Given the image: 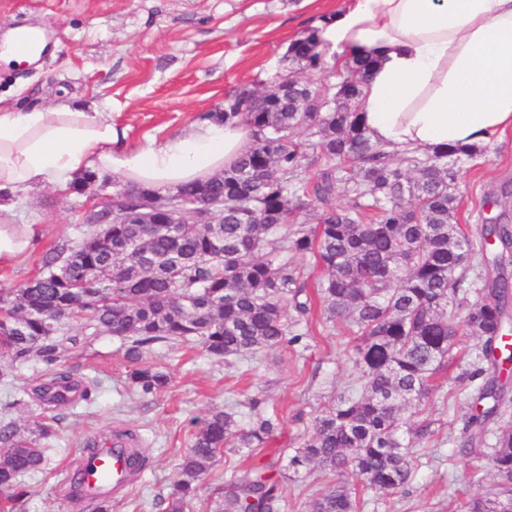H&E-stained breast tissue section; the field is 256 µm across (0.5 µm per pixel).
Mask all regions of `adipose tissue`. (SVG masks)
<instances>
[{
  "label": "adipose tissue",
  "mask_w": 512,
  "mask_h": 512,
  "mask_svg": "<svg viewBox=\"0 0 512 512\" xmlns=\"http://www.w3.org/2000/svg\"><path fill=\"white\" fill-rule=\"evenodd\" d=\"M317 38L339 69L376 57L359 110L386 149L477 148L512 129V0H343ZM118 138L103 109L0 102L1 267L34 245L35 225L6 213L35 189L64 194L97 172L166 194L233 166L252 142L245 124L218 119L139 147Z\"/></svg>",
  "instance_id": "ef3b65f1"
}]
</instances>
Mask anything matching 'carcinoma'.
<instances>
[{
  "instance_id": "cac0c4a2",
  "label": "carcinoma",
  "mask_w": 512,
  "mask_h": 512,
  "mask_svg": "<svg viewBox=\"0 0 512 512\" xmlns=\"http://www.w3.org/2000/svg\"><path fill=\"white\" fill-rule=\"evenodd\" d=\"M285 58L318 81L283 78L243 87L221 112L203 119L241 120L252 145L232 167L168 195L115 184L112 223L58 245L42 270L17 288L0 289V357L14 363L61 362L79 324L90 339L112 334L139 364L129 380L143 395L169 385L168 372L147 361L159 348L197 342L229 361L295 344L307 335L309 289L332 332L352 347L362 389L347 388L311 421L287 454L284 470L318 467L337 476L312 512H358L355 483L389 495L413 474V441L433 435L423 418L461 332L478 339L458 375L474 384L467 429L482 434L512 406V316L507 268L512 224L496 220L473 235L457 222L461 169L485 148H448L400 156L371 141L358 110L374 59L354 56L337 76L325 74L316 31L292 41ZM323 92L329 106L310 105ZM349 203H338L340 194ZM318 224L294 223L305 201ZM311 254L321 275L305 276L288 255ZM74 385L55 372L41 386L56 407ZM244 423L214 409L178 464L163 512H190L202 482L226 448H263L277 419L259 410ZM56 417L21 434L0 422V491L10 512L24 503L22 478L42 469V441ZM491 495H469L458 512H496L512 503V428L494 434ZM212 512H282L279 480L252 465L215 488Z\"/></svg>"
}]
</instances>
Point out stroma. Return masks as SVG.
<instances>
[{"label":"stroma","mask_w":512,"mask_h":512,"mask_svg":"<svg viewBox=\"0 0 512 512\" xmlns=\"http://www.w3.org/2000/svg\"><path fill=\"white\" fill-rule=\"evenodd\" d=\"M341 0H0V41L19 27H37L53 36L39 60L0 64V98L22 106L97 103L108 106L129 146L178 134L205 112L224 108L226 94L261 87L283 75L305 77L284 54L289 43ZM458 221L477 231L485 218L506 214L512 223V131L491 138L483 158L462 159ZM106 190L94 185L60 197L51 189L33 200L17 201L13 220L38 225L33 249L17 265L0 268V289L15 288L38 274L50 248L83 238L85 216ZM313 307L309 334L246 360L210 358L201 345L156 351L153 363L170 373L166 392L145 396L128 377L134 365L120 338L104 334L80 342L59 370L88 387L89 399L75 398L61 408L31 393L42 382L45 364H15L0 380V419L21 431L56 417V434L45 440L42 469L25 478L31 494L24 512H96L89 501H73L59 488L85 448L117 431L132 433L148 458L129 490L112 501V512H162L161 501L199 419L215 407L248 420L252 399L276 412L279 426L255 460L271 461L297 447L317 411L335 392L358 382L352 354L341 338L322 327ZM476 345L460 336L442 387L428 404L435 434L416 445V468L405 494L374 490L361 495L359 512H455L460 498L493 489L490 466H475L458 455L468 418L467 382L460 365ZM319 469L281 479L285 512H311L327 484Z\"/></svg>","instance_id":"obj_1"}]
</instances>
